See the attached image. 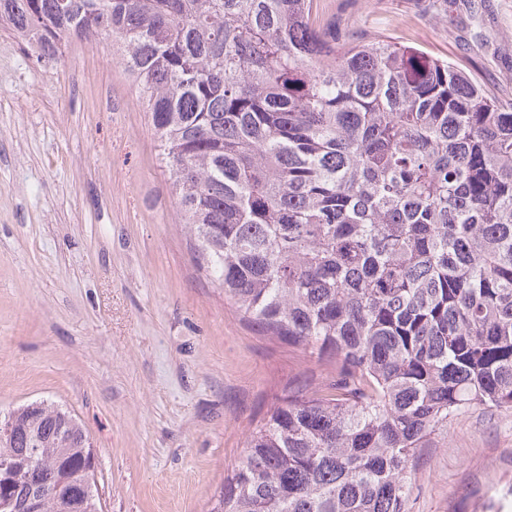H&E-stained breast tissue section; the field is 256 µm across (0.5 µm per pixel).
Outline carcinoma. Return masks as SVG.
I'll return each mask as SVG.
<instances>
[{
    "label": "carcinoma",
    "mask_w": 512,
    "mask_h": 512,
    "mask_svg": "<svg viewBox=\"0 0 512 512\" xmlns=\"http://www.w3.org/2000/svg\"><path fill=\"white\" fill-rule=\"evenodd\" d=\"M40 62L103 38L150 114L200 267L313 363L249 433L208 512H408L431 436L512 409V103L320 0H0ZM0 438V512L27 460L85 478L42 512H101L94 449L35 401Z\"/></svg>",
    "instance_id": "obj_1"
}]
</instances>
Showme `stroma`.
Wrapping results in <instances>:
<instances>
[{"label": "stroma", "instance_id": "stroma-1", "mask_svg": "<svg viewBox=\"0 0 512 512\" xmlns=\"http://www.w3.org/2000/svg\"><path fill=\"white\" fill-rule=\"evenodd\" d=\"M512 99V0H323ZM312 366L241 321L195 258L111 41L36 61L0 30V411L50 400L96 456L103 512H207ZM408 512H512V410L459 412Z\"/></svg>", "mask_w": 512, "mask_h": 512}]
</instances>
